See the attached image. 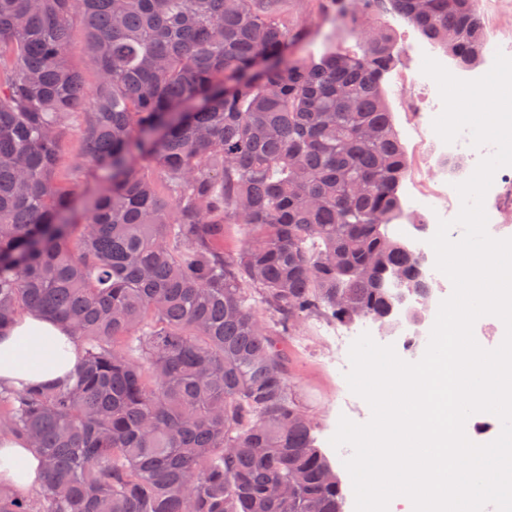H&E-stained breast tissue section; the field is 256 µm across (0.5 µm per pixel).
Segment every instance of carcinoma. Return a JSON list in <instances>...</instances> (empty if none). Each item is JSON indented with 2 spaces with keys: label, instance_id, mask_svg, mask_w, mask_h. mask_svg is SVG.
Segmentation results:
<instances>
[{
  "label": "carcinoma",
  "instance_id": "1",
  "mask_svg": "<svg viewBox=\"0 0 512 512\" xmlns=\"http://www.w3.org/2000/svg\"><path fill=\"white\" fill-rule=\"evenodd\" d=\"M281 2L0 0V333L33 310L83 350L68 386L0 390V434L45 471L32 498L0 488V512H345L288 340L312 319L389 333L435 285L388 233L413 216L398 56L365 22L385 4L459 68L486 33L477 0H333L359 52L294 58L308 32ZM74 14L92 94L66 59ZM76 113L81 206L55 178Z\"/></svg>",
  "mask_w": 512,
  "mask_h": 512
}]
</instances>
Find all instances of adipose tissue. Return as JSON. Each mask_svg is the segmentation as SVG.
Here are the masks:
<instances>
[{
    "mask_svg": "<svg viewBox=\"0 0 512 512\" xmlns=\"http://www.w3.org/2000/svg\"><path fill=\"white\" fill-rule=\"evenodd\" d=\"M52 339L56 352L38 364L28 362L27 351ZM81 351L60 323L34 311L17 317L14 326L0 337V386L22 388L30 384L67 383ZM44 481L41 459L27 442L0 438V483L27 495Z\"/></svg>",
    "mask_w": 512,
    "mask_h": 512,
    "instance_id": "obj_1",
    "label": "adipose tissue"
}]
</instances>
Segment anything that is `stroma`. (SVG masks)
<instances>
[{
	"label": "stroma",
	"mask_w": 512,
	"mask_h": 512,
	"mask_svg": "<svg viewBox=\"0 0 512 512\" xmlns=\"http://www.w3.org/2000/svg\"><path fill=\"white\" fill-rule=\"evenodd\" d=\"M328 5L329 0H285L283 16L289 26L307 29L311 38L310 46L296 47V56L318 53L327 47L358 52L356 36L323 20L322 13ZM405 83L404 66L399 63L388 74L384 88L408 161L413 164L418 160L417 138L410 128L408 114L401 109L400 89ZM81 124V117H74L71 130L60 147L55 170L58 182L73 189L80 201L85 200L88 186L94 183L82 152ZM289 353L293 380L319 425V444L334 462L342 480L345 512H355L352 480L343 464L352 451L335 449L330 438L340 417L364 424L371 418V408L363 398L351 392L345 377L338 374L336 357L327 345L321 325H303L299 335L290 341Z\"/></svg>",
	"instance_id": "obj_1"
}]
</instances>
